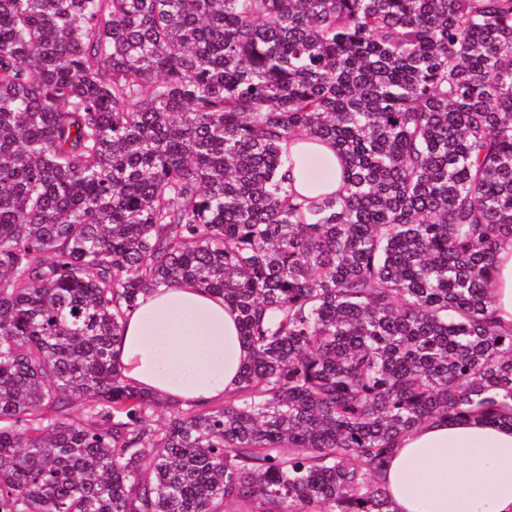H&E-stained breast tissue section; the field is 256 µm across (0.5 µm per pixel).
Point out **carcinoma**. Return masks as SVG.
Returning a JSON list of instances; mask_svg holds the SVG:
<instances>
[{"mask_svg":"<svg viewBox=\"0 0 512 512\" xmlns=\"http://www.w3.org/2000/svg\"><path fill=\"white\" fill-rule=\"evenodd\" d=\"M504 238L512 0H0V512H394L406 433L512 426ZM183 281L251 350L221 406L116 358ZM304 144L306 143H301L290 147L291 156L295 161V168L292 172V176L294 178V186L296 191L307 198H313L317 195V193L313 192L312 189L308 187L309 184H312V179H310L307 174V160L304 163H301L298 159V150ZM487 292L500 319L512 323V239H504L497 248Z\"/></svg>","mask_w":512,"mask_h":512,"instance_id":"cac0c4a2","label":"carcinoma"}]
</instances>
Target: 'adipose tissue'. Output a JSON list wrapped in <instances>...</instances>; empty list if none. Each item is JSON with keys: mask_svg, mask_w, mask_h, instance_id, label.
Masks as SVG:
<instances>
[{"mask_svg": "<svg viewBox=\"0 0 512 512\" xmlns=\"http://www.w3.org/2000/svg\"><path fill=\"white\" fill-rule=\"evenodd\" d=\"M487 292L512 323V239L497 248ZM115 351L132 385L185 408L223 400L250 359L237 312L189 282L141 297ZM385 486L395 512H512V427L427 423L401 438Z\"/></svg>", "mask_w": 512, "mask_h": 512, "instance_id": "obj_1", "label": "adipose tissue"}]
</instances>
